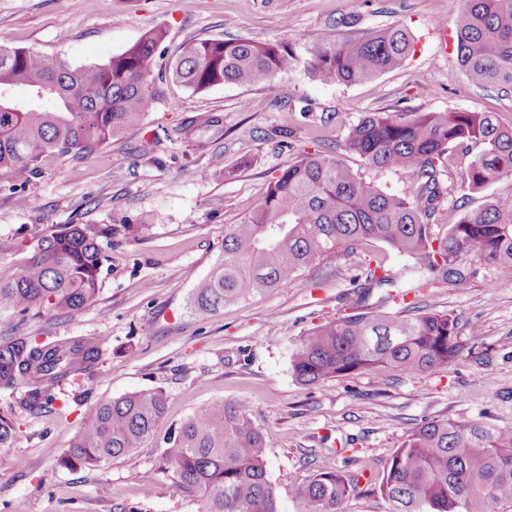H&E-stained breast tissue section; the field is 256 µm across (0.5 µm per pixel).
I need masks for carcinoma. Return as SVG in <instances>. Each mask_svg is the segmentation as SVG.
I'll list each match as a JSON object with an SVG mask.
<instances>
[{
	"label": "carcinoma",
	"mask_w": 512,
	"mask_h": 512,
	"mask_svg": "<svg viewBox=\"0 0 512 512\" xmlns=\"http://www.w3.org/2000/svg\"><path fill=\"white\" fill-rule=\"evenodd\" d=\"M449 9L458 70L475 88L511 94L512 0H450ZM165 37L157 27L108 61L80 66L1 45L0 175H32L48 154L80 156L137 126L156 95L153 56ZM414 44L401 23L338 40L311 39L304 70L321 83L352 86L400 66ZM295 58L286 41L193 38L178 47L170 76L195 91L270 85ZM476 146L465 173L471 193L512 176V128L500 127L489 113L456 110L364 117L350 127L344 148L376 173H411L413 191L387 192L332 154L302 155L224 236L220 256L195 288V309L217 313L281 286L326 253L368 239L450 286L470 278L464 262L470 256L512 279V195L487 198L441 235L433 229L446 204L464 203L443 181L450 159ZM110 235L112 228L101 224H65L36 235L17 278L0 283V312L89 308L102 286L100 239ZM397 283V276L379 277L368 268L354 285L356 303ZM455 329V319L436 311L352 315L303 336L290 367L303 385L358 371L421 373L457 356ZM108 350L100 336H0V391L11 398L8 413L0 415V448L14 440L15 412L53 410L54 390L89 372ZM166 406L161 387L95 403L71 449L57 454L59 465L92 469L143 447ZM164 459L173 487L200 495L201 512H278L265 440L243 402H215L171 427ZM359 479L358 473L316 474L299 489L302 512H341ZM379 492L390 512H494L499 504L512 505V432L477 422H426L393 452Z\"/></svg>",
	"instance_id": "1"
}]
</instances>
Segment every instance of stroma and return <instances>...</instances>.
Returning a JSON list of instances; mask_svg holds the SVG:
<instances>
[{
    "instance_id": "stroma-1",
    "label": "stroma",
    "mask_w": 512,
    "mask_h": 512,
    "mask_svg": "<svg viewBox=\"0 0 512 512\" xmlns=\"http://www.w3.org/2000/svg\"><path fill=\"white\" fill-rule=\"evenodd\" d=\"M355 27L342 26L345 17ZM405 24L416 51L400 67L360 85H324L301 62L307 40H335L388 23ZM448 0H0V45L54 55L74 66L102 63L149 30L161 89L142 123L80 157L50 155L22 181L0 177V283L14 280L35 233L52 224H108V257L97 301L80 312L0 313V336H102L110 355L91 376L57 390L59 405L19 414L16 439L0 448V512H199L198 497L172 489L163 433L217 401L248 404L265 442L279 512H298V488L324 471L382 478L396 448L433 420L512 430V281L470 260L458 288L418 289L412 261L377 241L337 248L279 288L203 314L193 293L231 225L255 209L269 183L300 151L343 144L349 127L374 112H492L512 127V94L468 84L454 47L435 29L453 25ZM287 41L298 56L272 85L223 84L198 92L166 79L186 39ZM467 158L446 186L466 209L512 195V177L466 193ZM237 168L225 179L222 167ZM464 208V209H465ZM133 223L127 233L124 223ZM400 272L398 287L374 290L383 311L420 305L456 320L458 356L416 375L360 372L314 385L295 380L290 354L313 327L352 312V279L366 266ZM163 388L168 410L147 447L88 470L58 466L84 424L87 404Z\"/></svg>"
}]
</instances>
